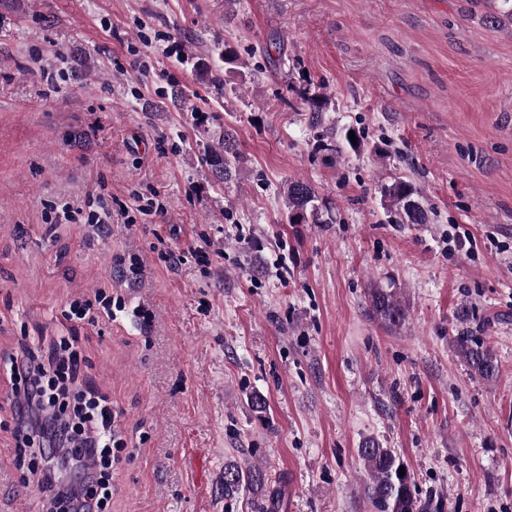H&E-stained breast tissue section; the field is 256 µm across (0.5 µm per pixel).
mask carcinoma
<instances>
[{
	"instance_id": "carcinoma-1",
	"label": "carcinoma",
	"mask_w": 512,
	"mask_h": 512,
	"mask_svg": "<svg viewBox=\"0 0 512 512\" xmlns=\"http://www.w3.org/2000/svg\"><path fill=\"white\" fill-rule=\"evenodd\" d=\"M490 9L485 13V23L500 27L505 22L512 23V0H488ZM330 98L323 92H315L305 98L308 111L313 117L322 115ZM213 176L230 182L239 175L240 153L233 133L226 131L222 140L207 147L202 158ZM380 193L387 210L395 213L402 224L429 223L428 211L422 202L421 192L408 181L395 178L380 185ZM284 207L290 224H330L332 218L325 215L317 204L314 188L307 182L297 179L289 181L283 188ZM372 314L384 323L396 326L404 317L403 308L397 298L383 288L369 291ZM454 352L478 375L491 378L497 363L493 350L483 342L463 334L455 337ZM359 460L367 475V497L373 512H424L415 490L411 475H399L403 465L392 448H385L375 439H368L358 449ZM224 498L232 499L243 489H251L268 494L267 512H275L279 507L278 492L268 482L266 471L257 465L242 466L236 462L224 465Z\"/></svg>"
}]
</instances>
